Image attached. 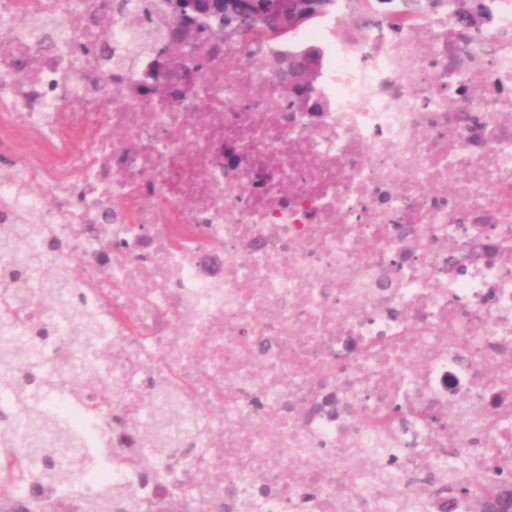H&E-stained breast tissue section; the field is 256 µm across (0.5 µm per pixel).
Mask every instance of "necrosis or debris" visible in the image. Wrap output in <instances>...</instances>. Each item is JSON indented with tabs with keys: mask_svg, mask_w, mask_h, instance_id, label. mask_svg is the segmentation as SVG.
Here are the masks:
<instances>
[{
	"mask_svg": "<svg viewBox=\"0 0 512 512\" xmlns=\"http://www.w3.org/2000/svg\"><path fill=\"white\" fill-rule=\"evenodd\" d=\"M111 6L0 0V147L27 184H0V266L36 251L74 271L112 347L83 353L41 289L25 324L0 309V339L50 327L41 365L78 355L98 381L45 393L81 430L75 447L46 431L57 460L111 457L85 494L112 487L138 512H254L253 480L266 512H472L512 475V0L468 27L433 0L228 43L170 110L138 90L153 51L83 53ZM309 48L300 96L270 63ZM171 403L164 451L126 467ZM444 464L451 482L480 474L470 496L437 492Z\"/></svg>",
	"mask_w": 512,
	"mask_h": 512,
	"instance_id": "obj_1",
	"label": "necrosis or debris"
}]
</instances>
